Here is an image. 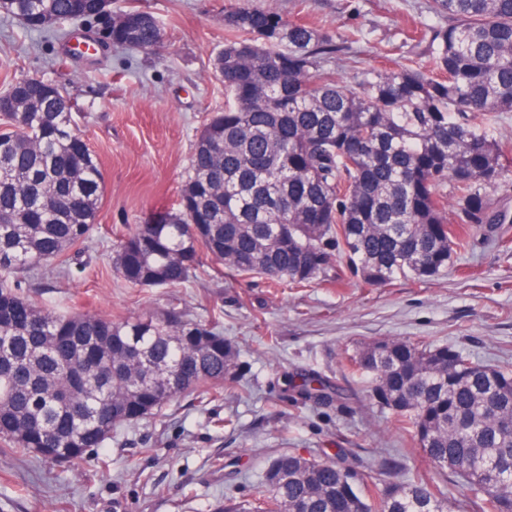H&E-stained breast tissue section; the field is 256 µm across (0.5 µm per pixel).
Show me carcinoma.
<instances>
[{
	"instance_id": "1",
	"label": "carcinoma",
	"mask_w": 512,
	"mask_h": 512,
	"mask_svg": "<svg viewBox=\"0 0 512 512\" xmlns=\"http://www.w3.org/2000/svg\"><path fill=\"white\" fill-rule=\"evenodd\" d=\"M111 0H0L34 33L41 19L84 20ZM439 22L419 61L359 68L354 86L330 63L356 41L249 0L224 14L230 39L215 58L224 111L203 125L178 212L118 241L115 268L141 288L184 284L201 255L239 275L301 288L343 261L371 285L448 270L475 224H501L492 191L512 175L496 136L512 112V0H432ZM112 27L155 47L162 26ZM11 85L33 105L0 133V439L45 461L74 462L112 432L189 392L236 378L239 349L214 323L182 310L161 317L61 315L23 296L21 273L70 262L96 221L97 157L73 128L70 98ZM453 201L456 223L448 222ZM351 364L372 376L371 398L406 432L431 471L398 483L331 462L275 456L249 500L212 512H448L432 472L450 468L470 493L459 508L512 512V368L448 345L390 338Z\"/></svg>"
}]
</instances>
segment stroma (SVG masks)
<instances>
[{
    "instance_id": "1",
    "label": "stroma",
    "mask_w": 512,
    "mask_h": 512,
    "mask_svg": "<svg viewBox=\"0 0 512 512\" xmlns=\"http://www.w3.org/2000/svg\"><path fill=\"white\" fill-rule=\"evenodd\" d=\"M240 0H112L163 24L152 49L108 48L63 58V41L0 16V92L26 77L63 88L76 127L96 155L103 193L96 223L78 244L84 271L30 274L25 297L56 312L157 316L177 308L218 322L240 349L234 382L218 395L191 393L113 433L77 465L11 450L0 440V512H210L216 500L250 498L270 459L283 452L339 462L376 481H402L428 464L409 436L387 423L371 379L347 359L377 338L448 344L488 365L512 366V220L474 228L466 249L431 280L371 286L352 273L305 288H277L203 261L176 288L128 285L114 245L174 208L197 135L223 110L214 66L224 13ZM284 17L343 35L359 56L332 67L349 85L357 67L392 69L413 57L407 37L433 26L432 0H250ZM317 374L341 394L316 402L293 391ZM234 428H226L225 418Z\"/></svg>"
}]
</instances>
